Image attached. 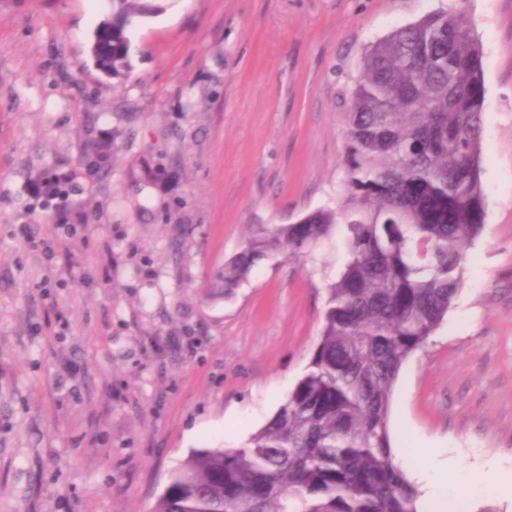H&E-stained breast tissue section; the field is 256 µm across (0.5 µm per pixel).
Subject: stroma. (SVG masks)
<instances>
[{
  "label": "stroma",
  "mask_w": 512,
  "mask_h": 512,
  "mask_svg": "<svg viewBox=\"0 0 512 512\" xmlns=\"http://www.w3.org/2000/svg\"><path fill=\"white\" fill-rule=\"evenodd\" d=\"M133 70L96 69L108 0H0V512H151L191 449L258 431L304 374L339 237L205 296L250 225L336 204L365 49L439 11L482 48L484 229L394 387L392 451L457 454L440 498L512 512V0H163ZM112 133L104 169L83 164ZM70 174L82 230L30 191Z\"/></svg>",
  "instance_id": "1"
}]
</instances>
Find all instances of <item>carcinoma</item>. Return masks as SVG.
<instances>
[{
  "label": "carcinoma",
  "instance_id": "cac0c4a2",
  "mask_svg": "<svg viewBox=\"0 0 512 512\" xmlns=\"http://www.w3.org/2000/svg\"><path fill=\"white\" fill-rule=\"evenodd\" d=\"M157 0H112L93 36L99 66L132 69L130 32ZM482 51L463 17L439 11L372 43L343 113L336 208L297 224H253L209 281L228 297L262 260L306 256L342 231L346 258L304 375L240 446L198 448L153 512H419L420 492L392 454V393L462 285L484 227L480 180ZM111 138L88 145L92 170Z\"/></svg>",
  "mask_w": 512,
  "mask_h": 512
}]
</instances>
